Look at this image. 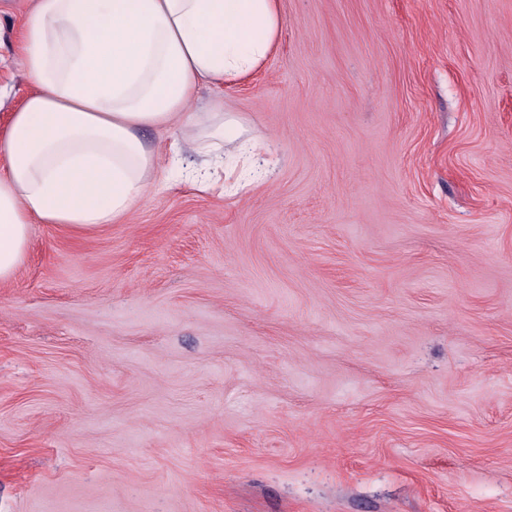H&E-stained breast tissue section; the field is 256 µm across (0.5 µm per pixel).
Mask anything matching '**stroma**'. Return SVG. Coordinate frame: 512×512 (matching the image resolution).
Segmentation results:
<instances>
[{
    "label": "stroma",
    "instance_id": "35a3bbf8",
    "mask_svg": "<svg viewBox=\"0 0 512 512\" xmlns=\"http://www.w3.org/2000/svg\"><path fill=\"white\" fill-rule=\"evenodd\" d=\"M280 4L193 98L267 179L35 225L0 284V512H512V0Z\"/></svg>",
    "mask_w": 512,
    "mask_h": 512
}]
</instances>
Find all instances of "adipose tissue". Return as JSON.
I'll return each instance as SVG.
<instances>
[{"label":"adipose tissue","instance_id":"obj_1","mask_svg":"<svg viewBox=\"0 0 512 512\" xmlns=\"http://www.w3.org/2000/svg\"><path fill=\"white\" fill-rule=\"evenodd\" d=\"M279 0H35L22 34L32 90L0 128V282L22 265L36 224L73 232L129 217L171 174L202 191L207 166L170 161L140 137L149 128H201L197 152L228 148V187L262 173L265 142L245 138L223 101L193 106L198 86L255 72L283 28Z\"/></svg>","mask_w":512,"mask_h":512}]
</instances>
